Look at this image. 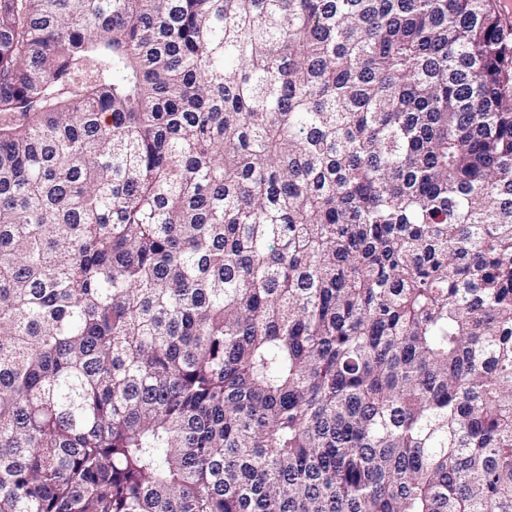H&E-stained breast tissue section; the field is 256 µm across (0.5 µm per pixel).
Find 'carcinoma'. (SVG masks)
<instances>
[{"label": "carcinoma", "instance_id": "cac0c4a2", "mask_svg": "<svg viewBox=\"0 0 512 512\" xmlns=\"http://www.w3.org/2000/svg\"><path fill=\"white\" fill-rule=\"evenodd\" d=\"M492 0H0V512H512Z\"/></svg>", "mask_w": 512, "mask_h": 512}]
</instances>
